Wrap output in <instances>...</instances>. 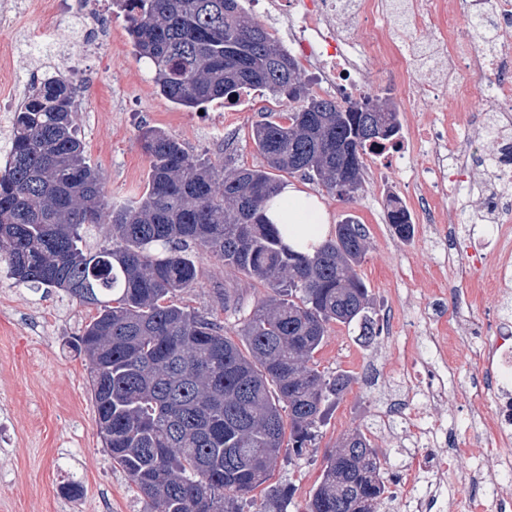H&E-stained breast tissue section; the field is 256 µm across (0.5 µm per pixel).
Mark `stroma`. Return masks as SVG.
<instances>
[{"instance_id":"35a3bbf8","label":"stroma","mask_w":512,"mask_h":512,"mask_svg":"<svg viewBox=\"0 0 512 512\" xmlns=\"http://www.w3.org/2000/svg\"><path fill=\"white\" fill-rule=\"evenodd\" d=\"M30 3L12 0L25 21L0 27V47L13 49L10 74L22 89L46 68H64L67 55H81L93 79L79 93V136L109 200L134 199L146 188L149 163L138 141L145 127L165 131L191 154L219 166L263 165L252 127L265 113L286 111V98L264 90L241 96L231 109L219 101L200 110L179 107L159 92L140 60L124 12L103 8L88 18L66 13L44 20L30 10ZM367 88L388 95L400 112L407 140L448 121L444 93L430 111H407L386 59L373 61ZM426 164L421 154L410 169L365 156L363 185L351 202L338 200L301 175L290 177L316 198L329 224L348 216L363 224L367 251L356 272L371 291L370 315L381 332L367 344L357 325L330 324L315 359L325 373L344 371L354 381L303 456L281 450L272 481L291 491L287 512H303L321 479L325 456L356 429L371 439L386 472L396 478L415 455L433 463L447 455L448 435L468 448L469 458L459 459L453 476L442 480L427 512H467L459 497L467 462L484 459L495 443L489 428L491 370L476 363L470 351L492 344L496 328L512 323V276L494 293H476L463 259L448 244L466 240L482 254L488 277L501 267L512 272V248L499 247L492 225L482 221L485 195L478 187L457 201L462 223L422 222L412 240L398 239L386 220L388 201L395 197L414 207ZM194 260L199 280L179 295V302L215 314L228 335H236L267 289L224 267L209 251L197 250ZM95 314L94 307L64 291H33L16 284L0 266V423L11 433L9 440H0V512H149L137 487L112 463L95 421L85 362L67 346ZM432 336L447 337L457 370L444 397L425 408L444 435L419 447L397 409L409 390L426 393L442 372L440 363L427 355ZM72 480L83 486L75 501L62 493Z\"/></svg>"}]
</instances>
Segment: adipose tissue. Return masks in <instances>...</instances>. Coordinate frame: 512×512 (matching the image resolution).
<instances>
[{"label":"adipose tissue","instance_id":"ef3b65f1","mask_svg":"<svg viewBox=\"0 0 512 512\" xmlns=\"http://www.w3.org/2000/svg\"><path fill=\"white\" fill-rule=\"evenodd\" d=\"M265 213L277 224L285 243L293 249L311 253L329 237L326 212L296 184L283 185L267 203Z\"/></svg>","mask_w":512,"mask_h":512}]
</instances>
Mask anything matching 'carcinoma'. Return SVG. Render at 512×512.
Listing matches in <instances>:
<instances>
[{"label": "carcinoma", "instance_id": "1", "mask_svg": "<svg viewBox=\"0 0 512 512\" xmlns=\"http://www.w3.org/2000/svg\"><path fill=\"white\" fill-rule=\"evenodd\" d=\"M127 34L171 102L196 108L265 89L295 103L260 122L259 168H219L156 128L140 135L149 160L144 193L111 204L78 135V88L60 71L29 85L14 113L9 160L0 172V263L16 283L59 288L97 315L72 342L86 358L100 434L151 512H240L268 486L280 450L301 456L329 404L353 379L320 371L315 355L330 324L368 315L369 289L355 266L366 232L348 217L315 254L292 249L265 204L278 174L301 175L352 201L364 156L400 133L399 113L377 96L347 104L312 94L300 66L241 0H121ZM403 239L413 224L399 203L387 213ZM110 244L83 247L92 226ZM196 247L270 289L240 330L176 303L198 280ZM326 458L305 512H377L387 487L371 440L348 433Z\"/></svg>", "mask_w": 512, "mask_h": 512}]
</instances>
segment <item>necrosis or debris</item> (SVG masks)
Wrapping results in <instances>:
<instances>
[{
    "instance_id": "obj_1",
    "label": "necrosis or debris",
    "mask_w": 512,
    "mask_h": 512,
    "mask_svg": "<svg viewBox=\"0 0 512 512\" xmlns=\"http://www.w3.org/2000/svg\"><path fill=\"white\" fill-rule=\"evenodd\" d=\"M270 6L292 29L302 63L337 97L364 85L369 63L381 56L396 64L402 94L411 106L428 109L439 93H447L450 111L461 115L458 127L423 131L410 149L403 140H393L381 154L405 164L414 154H425L428 188L446 190L453 200L468 191L466 158L475 145H482L495 189L484 215L502 245H512V161L503 148L504 136L512 134V0H461L453 10L446 0H400L394 9L387 8L386 0H271ZM356 15L368 25L354 33L346 21ZM478 15L495 24L491 46L473 40L460 23ZM398 21L416 32L433 26L428 45L434 72L415 66L411 43L387 35V26ZM489 355L496 365L492 424L505 440L512 437V335L498 336L491 349L471 352L477 362Z\"/></svg>"
}]
</instances>
